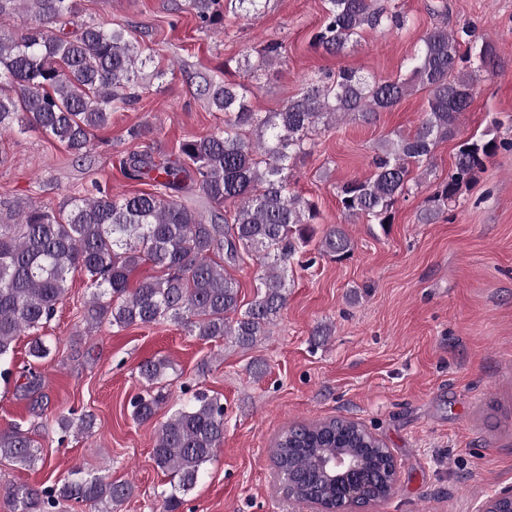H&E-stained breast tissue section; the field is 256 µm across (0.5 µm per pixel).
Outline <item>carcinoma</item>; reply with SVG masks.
Wrapping results in <instances>:
<instances>
[{
    "label": "carcinoma",
    "instance_id": "obj_1",
    "mask_svg": "<svg viewBox=\"0 0 512 512\" xmlns=\"http://www.w3.org/2000/svg\"><path fill=\"white\" fill-rule=\"evenodd\" d=\"M79 0H0V129L35 126L82 158L91 150L93 131L107 126L112 112L138 101L137 65L143 48L126 30L76 21ZM232 12L256 18L270 0H228ZM24 6L22 29L7 30L4 19ZM200 30L224 24L221 0H186ZM404 23L397 9L384 10L376 0H324L320 29L312 43L339 53L366 29L390 31ZM473 31L448 26L426 31L411 58L406 77L376 80L344 69L308 84L277 112L258 116L250 106L252 89L223 78L204 79L211 107L224 113V129L183 140L181 159L157 164L149 149L133 151L125 164L132 173L152 174L153 192L117 197L101 187L59 206L29 204L14 224H0V361L14 353L16 337L32 335L31 363L23 367V398L36 394L42 375L35 363L50 353L39 331L68 295L71 277L87 279L91 297L83 319L92 330L106 322L123 330L171 320L202 340L231 338L252 348L269 333L288 301L285 278L299 249L315 235L317 205L288 191L294 163L315 147L313 135L342 119L368 122L391 110L412 92L427 93V109L412 134L397 132L374 149L372 171L338 187L346 218L382 226L393 222L397 201L427 188L437 145L455 135L483 75L499 65L495 46L474 47ZM282 58L281 43L269 41L259 61L245 60L246 71L264 70ZM511 141L495 137L463 141L448 180L422 201L416 218L433 224L457 202L486 161ZM198 186L211 206L206 217L177 199L184 178ZM320 252L336 259L350 255L354 243L336 224L322 230ZM263 268L253 300L241 305L236 282L224 276L221 257L236 262L242 254ZM144 263L162 270L131 284ZM172 368L164 357L139 365L145 389L131 403L139 423L154 418L169 398L163 382ZM188 398L169 409L158 430L153 460L170 476L162 493V512H178L224 442V403L205 391L184 389ZM58 428L67 434H90L95 417L62 416ZM384 443L359 423L330 419L297 424L284 430L273 448L280 488L297 496L331 500L335 488L320 483L319 463L328 455L363 458L375 473L366 493L378 500L391 495L381 475ZM0 459L33 468L46 458L18 425L0 428ZM133 492L127 481L105 473L71 471L60 485L4 490L14 512H56L62 501L86 506L87 512H114Z\"/></svg>",
    "mask_w": 512,
    "mask_h": 512
}]
</instances>
